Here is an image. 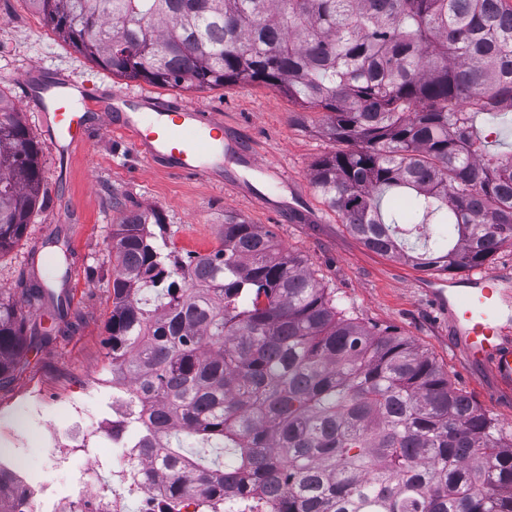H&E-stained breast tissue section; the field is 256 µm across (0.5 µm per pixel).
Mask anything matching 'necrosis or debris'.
Segmentation results:
<instances>
[{
	"label": "necrosis or debris",
	"instance_id": "1",
	"mask_svg": "<svg viewBox=\"0 0 512 512\" xmlns=\"http://www.w3.org/2000/svg\"><path fill=\"white\" fill-rule=\"evenodd\" d=\"M129 388L121 383L111 386L106 395L112 402V416L98 429H91L83 400L69 398L71 423L66 432L49 430L45 441L51 448H59L61 441H69L73 451L79 452L84 463L74 481L60 493L46 498L51 512H127L129 501L139 504V512H161L168 500L159 492L156 482L143 475L141 459L128 448L127 434L113 435L117 425L128 423L130 412ZM111 434L112 456L104 458L91 446L93 432Z\"/></svg>",
	"mask_w": 512,
	"mask_h": 512
}]
</instances>
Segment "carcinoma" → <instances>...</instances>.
<instances>
[{"instance_id": "obj_1", "label": "carcinoma", "mask_w": 512, "mask_h": 512, "mask_svg": "<svg viewBox=\"0 0 512 512\" xmlns=\"http://www.w3.org/2000/svg\"><path fill=\"white\" fill-rule=\"evenodd\" d=\"M81 53L127 79L186 89L256 82L326 112L344 145L312 182L368 248L473 270L512 240L509 0H28ZM412 191L419 220L382 211ZM40 147L0 93V255L41 198ZM112 232L110 374L131 383L146 472L207 512H512V439L427 355L349 315L305 261L243 217L219 247L162 254L154 210ZM29 306L66 322L41 268ZM48 336L0 295V380ZM237 466L224 468L223 458Z\"/></svg>"}]
</instances>
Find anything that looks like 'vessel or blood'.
Listing matches in <instances>:
<instances>
[{
  "label": "vessel or blood",
  "instance_id": "vessel-or-blood-1",
  "mask_svg": "<svg viewBox=\"0 0 512 512\" xmlns=\"http://www.w3.org/2000/svg\"><path fill=\"white\" fill-rule=\"evenodd\" d=\"M40 112L51 142L68 150L87 144L92 132L125 135L158 168L188 178L223 182L217 157L224 152L223 120L180 100H153L122 92L103 95L74 76L33 68L20 77ZM489 274L460 281H434L428 290L434 309L447 319L465 356L487 365L502 383H512V339L502 326L497 290Z\"/></svg>",
  "mask_w": 512,
  "mask_h": 512
}]
</instances>
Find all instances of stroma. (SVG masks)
Here are the masks:
<instances>
[{"mask_svg": "<svg viewBox=\"0 0 512 512\" xmlns=\"http://www.w3.org/2000/svg\"><path fill=\"white\" fill-rule=\"evenodd\" d=\"M42 64L73 73L100 90L177 98L219 115L230 138L251 142L263 170L243 167L234 148L224 149L227 183L187 180L154 169L129 139L107 130L88 145L63 153L50 143L37 108L20 75ZM0 92L20 109L40 147L46 202L35 212L27 235L0 256V293L19 299L29 284V255L52 237L68 249L67 280L71 328L53 330L49 313L28 312L30 321L51 332L47 343L30 349L9 381L0 383V461L34 473L51 489H62L83 464L80 456L54 465L43 435L65 430L69 417L58 403L33 412L28 397L42 392L71 396L80 385L106 373L104 340L112 310V229L120 223L115 200L155 209L165 225L168 250L206 254L218 247L224 218L238 215L269 230L282 248L300 255L326 287L344 298L360 321L392 327L424 351L448 375L453 387L471 396L512 437V387L487 368L471 365L457 350L448 323L434 312L425 286L430 272L368 249L324 206L312 182L313 164L338 150L325 133L322 110L303 112L281 91L250 82L182 90L112 75L64 41L27 0H0ZM246 181L268 195L269 204L237 192Z\"/></svg>", "mask_w": 512, "mask_h": 512, "instance_id": "stroma-1", "label": "stroma"}]
</instances>
